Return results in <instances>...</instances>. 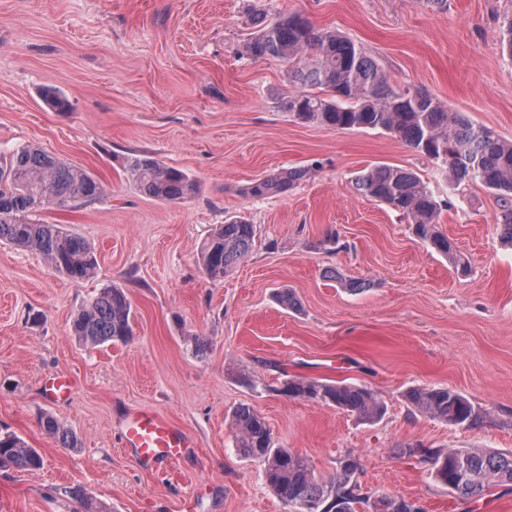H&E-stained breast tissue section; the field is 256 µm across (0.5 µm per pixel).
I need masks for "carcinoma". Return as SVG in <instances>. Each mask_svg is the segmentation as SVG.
Instances as JSON below:
<instances>
[{"mask_svg": "<svg viewBox=\"0 0 512 512\" xmlns=\"http://www.w3.org/2000/svg\"><path fill=\"white\" fill-rule=\"evenodd\" d=\"M256 30L244 42L247 57H276L288 64V77L302 90L281 101L280 107L304 122L327 128L383 130L398 136L413 151L435 161L453 187L478 182L503 202L497 216L501 239L512 244V141L476 125L464 112H454L437 98L410 89H394L387 75L356 45L333 31L317 30L297 14L268 20L251 14ZM501 52L512 59V15L504 17ZM320 93H315V90ZM128 180L143 195L162 202L191 197L197 183L184 171L166 166L146 154L125 159ZM303 171L269 174L253 181L247 193L262 197L284 192L302 178ZM355 189L399 211L414 225L416 235L452 263L466 266L451 243L436 230L439 206L427 186L410 169L375 165L355 178ZM106 189L85 170L26 145L0 155V241L40 253L59 273L73 279L94 276L97 266L91 244L82 236L32 218L40 208L67 210L98 201ZM256 227L229 219L203 242L201 261L206 275L220 279L251 251ZM75 339L96 347L125 342L132 335V315L125 294L104 288L90 299L72 322ZM307 390L319 401L365 421L379 419L383 404L367 388L343 382L295 379L285 385L292 397ZM422 413L452 427L471 428L481 416L461 393L448 387L408 392ZM43 430L64 448L78 447L76 433L51 414L41 416ZM240 453L263 468L266 484L288 507L327 502L335 492L344 498V512H371L369 498L352 492L356 462L330 480L316 478L307 460L275 446L270 429L252 408L233 412ZM425 461L433 480L443 486L455 482L456 464L466 463L470 480L455 493L475 502L483 498L491 480L512 487V451L429 449ZM20 470L41 468L37 449L16 434H0V465Z\"/></svg>", "mask_w": 512, "mask_h": 512, "instance_id": "1", "label": "carcinoma"}]
</instances>
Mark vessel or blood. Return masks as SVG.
Segmentation results:
<instances>
[{"mask_svg": "<svg viewBox=\"0 0 512 512\" xmlns=\"http://www.w3.org/2000/svg\"><path fill=\"white\" fill-rule=\"evenodd\" d=\"M125 448L145 469L179 460L190 448L187 436L155 414L142 412L125 422Z\"/></svg>", "mask_w": 512, "mask_h": 512, "instance_id": "b4317fda", "label": "vessel or blood"}]
</instances>
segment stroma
Listing matches in <instances>:
<instances>
[{"label":"stroma","mask_w":512,"mask_h":512,"mask_svg":"<svg viewBox=\"0 0 512 512\" xmlns=\"http://www.w3.org/2000/svg\"><path fill=\"white\" fill-rule=\"evenodd\" d=\"M295 13L359 46L395 87L428 93L512 140V59L500 51L512 0H0V153L32 144L80 167L106 194L39 218L94 247V278L75 282L38 253L0 243V431L37 448L35 471L0 466V512H85L61 494L78 485L103 512H287L258 463L235 446L233 410L264 417L274 443L317 478L358 459L374 495L423 512H512V491L461 501L407 448L512 451V246L498 199L458 192L435 163L381 130L330 129L279 108L294 95L287 66L239 50L246 11ZM45 88L70 102L58 112ZM146 153L198 185L181 202L140 193L123 160ZM415 172L441 205L438 229L466 269L420 240L398 211L358 194L362 170ZM304 170L288 192L246 187ZM255 224L250 254L224 279L205 276L200 247L225 219ZM351 281L363 291L348 290ZM131 305L126 343L87 347L75 314L106 287ZM290 291L296 308L279 304ZM75 380L60 402L45 383ZM366 386L386 405L367 423L281 393L285 380ZM449 386L485 419L454 428L404 393ZM151 410L194 443L167 470L141 469L122 446L126 416ZM52 413L77 435L60 447L39 424Z\"/></svg>","instance_id":"obj_1"}]
</instances>
